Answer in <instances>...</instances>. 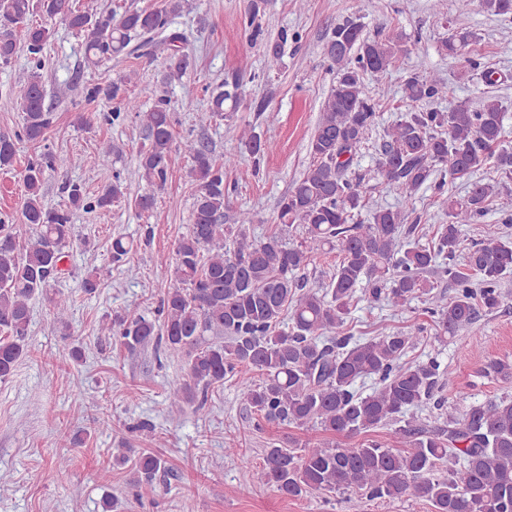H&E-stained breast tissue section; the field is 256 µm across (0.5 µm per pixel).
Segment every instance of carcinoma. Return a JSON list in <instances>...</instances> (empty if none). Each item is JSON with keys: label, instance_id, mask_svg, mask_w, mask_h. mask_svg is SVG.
Instances as JSON below:
<instances>
[{"label": "carcinoma", "instance_id": "carcinoma-1", "mask_svg": "<svg viewBox=\"0 0 512 512\" xmlns=\"http://www.w3.org/2000/svg\"><path fill=\"white\" fill-rule=\"evenodd\" d=\"M484 12L512 19V0H480ZM194 7V0H163L155 10H132L117 16L92 15L73 7L72 0H0V62L7 64L19 50L29 67L20 77L22 125L16 138L33 145L46 140L51 125L45 104L41 55L50 29L31 20L37 11L59 19L84 37L85 63L97 65L121 55L137 35H164L171 50L166 81L181 78L187 66L183 37L168 32L173 20ZM362 9L330 29L324 51L336 71L309 143L311 164L278 203V232L257 239L246 225L252 215L242 211L236 223H224L229 194L226 170L238 155L218 156L207 144L185 139L182 151L191 160L188 176L197 187L192 223L177 242L173 257L175 284L166 288L158 306L161 323L130 311L117 314L102 330L116 346L135 353L149 344H163L187 360V380L168 395L170 413L204 408L209 388L224 380L237 381L258 419L298 428L318 427L331 435L356 437L392 427L406 448H387L376 440L357 447L334 442L306 443L299 451L273 445L255 467L256 482L291 498L312 492H351L369 500H395L415 495L430 501L435 512H512V398L471 404L458 416L433 425L419 415L431 404L443 407L445 384L452 372L433 358L403 363L417 343L413 333L389 330L360 341L348 330L347 315L362 282L371 299L384 297L396 311L424 298L450 336L468 327L471 335L480 311L501 303V280L512 274V238L490 235L461 250L462 226L494 211L512 224V189L491 177L476 179L466 194L441 199L448 223L438 225L433 241L420 243L421 216L416 195L441 168L451 179L470 178L489 167L512 181V147L504 144V102L487 95L481 105L465 103L448 110L440 104L448 87L418 68L402 85L405 112L385 132L375 167L353 168L358 151L376 124L380 100L368 93L369 75L386 72L405 52L406 36L392 30L363 36ZM251 42L265 50L266 65L275 70L281 47L299 35L283 31L265 38L260 6L244 20ZM470 34L448 31L443 48L453 58L466 56ZM247 64L224 77L210 95L209 111L199 116L232 119L243 101ZM125 82L87 90L86 98L118 99L123 111L142 115L147 146L140 152V177L161 188L169 178L174 144V112L165 98L144 112ZM241 143L255 163L274 144L248 130ZM15 156L13 138L0 136V167ZM112 145L104 143L95 165L106 176L112 165ZM71 159L45 153L24 174V200L17 225L0 220V380L9 378L28 351L30 302L40 297L54 319L66 323L68 297L50 293L72 243L76 210L106 208L124 197L117 180L94 198L78 184L63 187L67 203L49 209L43 203L45 169L65 170ZM384 182L399 191L401 202L379 207L365 219L355 213L365 207L371 183ZM302 240L287 246L283 238L294 226ZM338 250V261L327 284L309 288L298 273L320 253ZM455 290L447 300L433 293L425 274L437 262ZM473 353L483 370L502 378L512 376V364ZM376 378L363 394L358 381ZM135 482L151 485L166 469V461L141 448L134 462Z\"/></svg>", "mask_w": 512, "mask_h": 512}]
</instances>
